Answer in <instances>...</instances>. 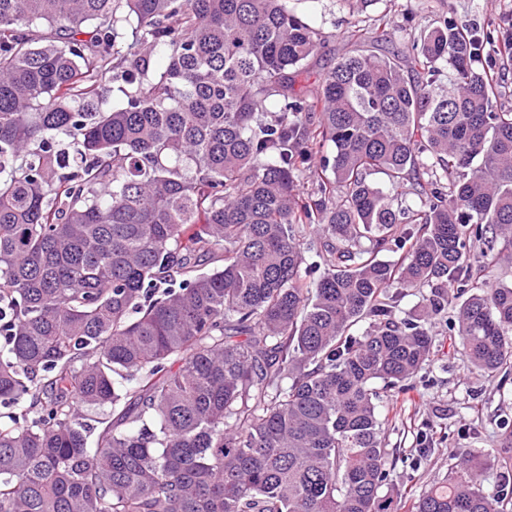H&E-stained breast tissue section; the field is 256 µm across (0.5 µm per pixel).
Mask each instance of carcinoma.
<instances>
[{"instance_id":"cac0c4a2","label":"carcinoma","mask_w":512,"mask_h":512,"mask_svg":"<svg viewBox=\"0 0 512 512\" xmlns=\"http://www.w3.org/2000/svg\"><path fill=\"white\" fill-rule=\"evenodd\" d=\"M323 48L288 0H0V512H392L380 391L431 318L512 368V283L471 260L512 250V47L443 15L338 60L317 112ZM480 468L412 512H512Z\"/></svg>"}]
</instances>
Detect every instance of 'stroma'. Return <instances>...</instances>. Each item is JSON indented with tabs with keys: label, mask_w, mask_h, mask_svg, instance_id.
<instances>
[{
	"label": "stroma",
	"mask_w": 512,
	"mask_h": 512,
	"mask_svg": "<svg viewBox=\"0 0 512 512\" xmlns=\"http://www.w3.org/2000/svg\"><path fill=\"white\" fill-rule=\"evenodd\" d=\"M293 9L325 40L308 74L297 81L311 97L317 94L319 74L364 47L379 17L389 21L385 46L395 51L406 50L419 28L437 15L492 27L502 39L512 29V0H376L363 11L348 0H298ZM452 319V312H445L430 327L435 356L429 366L405 389L383 395L384 443L400 458L394 481L402 496L394 501L396 512H408L413 491L446 480L465 451L482 457L485 492L512 490V466L498 460L503 435L512 431V373L489 378L469 367L450 329Z\"/></svg>",
	"instance_id": "stroma-1"
}]
</instances>
